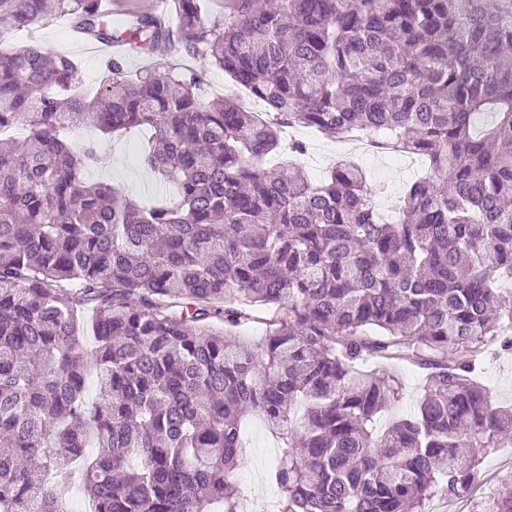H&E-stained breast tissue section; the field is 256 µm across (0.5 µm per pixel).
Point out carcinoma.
Here are the masks:
<instances>
[{
    "label": "carcinoma",
    "mask_w": 512,
    "mask_h": 512,
    "mask_svg": "<svg viewBox=\"0 0 512 512\" xmlns=\"http://www.w3.org/2000/svg\"><path fill=\"white\" fill-rule=\"evenodd\" d=\"M177 2L173 27L126 22L131 49L209 59L271 117L159 62H109L88 102L71 57L0 51V130H27L0 143V512H59L74 488L93 512H239L253 415L282 440L278 512H423L468 490L477 449L512 444V406L473 380L489 344L512 349V0H225L209 23ZM58 14L116 38L98 0H0V39ZM78 125L151 130L144 163L174 200L91 180ZM295 126L385 136L432 175L386 222L351 162L319 182L263 167ZM250 323L258 354L228 341ZM369 359L426 371L383 429L403 388L356 370Z\"/></svg>",
    "instance_id": "1"
}]
</instances>
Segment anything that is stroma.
Here are the masks:
<instances>
[{"label": "stroma", "mask_w": 512, "mask_h": 512, "mask_svg": "<svg viewBox=\"0 0 512 512\" xmlns=\"http://www.w3.org/2000/svg\"><path fill=\"white\" fill-rule=\"evenodd\" d=\"M33 41L46 49L74 58L80 66V78L87 95H96L106 79L103 62L85 54L75 43L67 18L54 17L29 28L13 31L10 44ZM296 135L307 145L306 156L297 164L313 178H320L343 157H355L370 184L388 183L394 193L403 192L421 177L422 172L408 163H395L367 153H356L348 146L309 129H297ZM146 135L136 129L113 135L101 141L104 157L92 173L93 179L121 187L136 196L149 197L154 193L152 178L144 177L142 154ZM481 382L490 391L496 403L512 404V350L491 345L481 366ZM247 453L237 469L242 512H272L276 488L271 471L276 462L280 441L260 417H252L248 424ZM512 469V448H493L483 452L478 479L473 490L460 496L437 494L426 502L425 512H472L474 502L489 490L497 488L499 477Z\"/></svg>", "instance_id": "1"}]
</instances>
